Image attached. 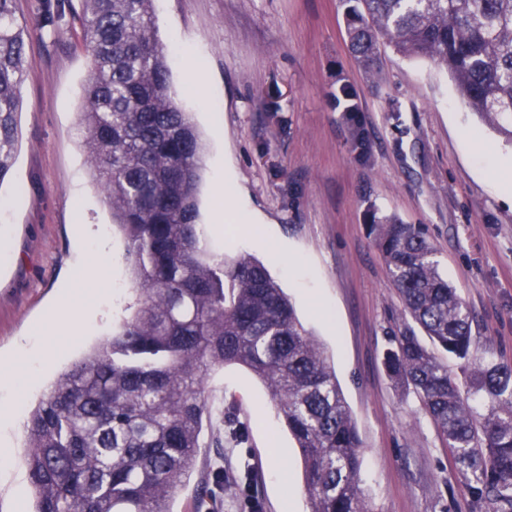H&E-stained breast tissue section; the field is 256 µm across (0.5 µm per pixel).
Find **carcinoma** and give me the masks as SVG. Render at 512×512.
<instances>
[{
  "label": "carcinoma",
  "instance_id": "obj_1",
  "mask_svg": "<svg viewBox=\"0 0 512 512\" xmlns=\"http://www.w3.org/2000/svg\"><path fill=\"white\" fill-rule=\"evenodd\" d=\"M153 2L83 0L92 68L79 130L125 241L135 302L28 413L33 512H169L212 423L203 379L228 364L265 385L299 448L309 512H372L355 423L325 351L262 263L205 249L204 145L171 91ZM341 2L350 48L368 70L382 43L437 60L472 112L512 144V0ZM26 37L14 0H0V184L15 162ZM370 228L412 320L391 337L389 377L431 416L472 512H512V363L487 352L462 392L435 350L471 360L470 310L421 229L375 214ZM233 481L217 468L192 512Z\"/></svg>",
  "mask_w": 512,
  "mask_h": 512
}]
</instances>
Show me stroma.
<instances>
[{
    "label": "stroma",
    "mask_w": 512,
    "mask_h": 512,
    "mask_svg": "<svg viewBox=\"0 0 512 512\" xmlns=\"http://www.w3.org/2000/svg\"><path fill=\"white\" fill-rule=\"evenodd\" d=\"M170 82L204 144L200 221L207 248L262 262L324 348L361 440V484L374 512H469L465 487L413 391L395 387L384 353L405 320L369 233L372 215L422 226L439 270L474 317L473 334L512 360V192L489 168L512 167V145L463 103L428 58L382 48L375 72L351 53L339 0H154ZM30 61L11 177L0 184V377H30L26 416L43 390L108 339L134 295L125 244L102 202L78 135L91 61L81 0H15ZM204 82L187 85L191 67ZM358 108H336L341 86ZM232 177L243 220L213 223L217 187ZM107 240L112 265L96 323L51 336L53 365L30 376L17 350ZM204 389L224 417L204 428L184 488L188 512L216 467L236 475L221 512H307L298 450L263 383L238 365L209 372ZM0 512H32L22 427H1Z\"/></svg>",
    "instance_id": "1"
}]
</instances>
